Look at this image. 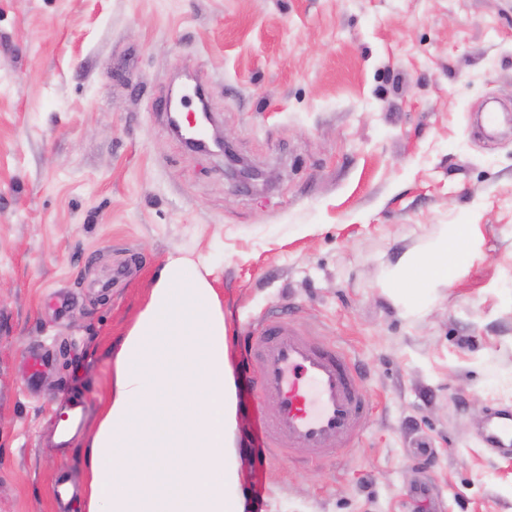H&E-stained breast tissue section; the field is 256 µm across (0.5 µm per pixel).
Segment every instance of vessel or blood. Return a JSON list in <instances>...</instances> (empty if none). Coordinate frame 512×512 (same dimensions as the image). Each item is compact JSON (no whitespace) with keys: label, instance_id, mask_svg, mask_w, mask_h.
I'll return each mask as SVG.
<instances>
[{"label":"vessel or blood","instance_id":"vessel-or-blood-1","mask_svg":"<svg viewBox=\"0 0 512 512\" xmlns=\"http://www.w3.org/2000/svg\"><path fill=\"white\" fill-rule=\"evenodd\" d=\"M246 347L256 399L270 410L263 421L267 450L287 456L304 448L308 463L318 464L356 445L370 402L360 370L340 346L266 316ZM485 440L494 448H511L512 414H495Z\"/></svg>","mask_w":512,"mask_h":512}]
</instances>
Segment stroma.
Masks as SVG:
<instances>
[{
  "label": "stroma",
  "instance_id": "obj_1",
  "mask_svg": "<svg viewBox=\"0 0 512 512\" xmlns=\"http://www.w3.org/2000/svg\"><path fill=\"white\" fill-rule=\"evenodd\" d=\"M191 75L263 188L170 132ZM491 101L512 109V0H0V512H86L115 353L173 254L224 309L242 504L512 512V450L470 412L512 410V125H473ZM453 224L467 262L406 312L387 277ZM271 312L364 376L367 425L333 461L243 457L268 413L245 343Z\"/></svg>",
  "mask_w": 512,
  "mask_h": 512
}]
</instances>
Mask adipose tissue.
<instances>
[{
	"label": "adipose tissue",
	"instance_id": "obj_1",
	"mask_svg": "<svg viewBox=\"0 0 512 512\" xmlns=\"http://www.w3.org/2000/svg\"><path fill=\"white\" fill-rule=\"evenodd\" d=\"M469 238L468 225H454L427 253L404 256L390 293L418 300L449 283ZM114 369L90 442L87 512H241L224 311L184 257H168Z\"/></svg>",
	"mask_w": 512,
	"mask_h": 512
}]
</instances>
